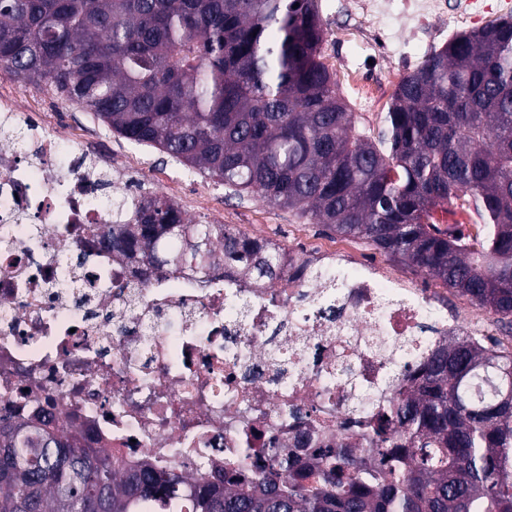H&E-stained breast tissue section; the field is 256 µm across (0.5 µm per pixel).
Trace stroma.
Returning <instances> with one entry per match:
<instances>
[{
  "label": "stroma",
  "instance_id": "1",
  "mask_svg": "<svg viewBox=\"0 0 512 512\" xmlns=\"http://www.w3.org/2000/svg\"><path fill=\"white\" fill-rule=\"evenodd\" d=\"M487 12L479 17L458 23L452 15L431 17L406 28L398 15H390L383 27H376L368 18L354 13L352 0H318L319 11L328 29L323 52L331 59L338 93L349 104L357 120L369 135H377L382 127L384 105L391 98L401 78L416 70L433 50L441 48L452 33L485 26L503 17L512 16V0H483ZM356 77L365 86L379 89L383 94L381 108L368 111L355 101L347 87L349 77ZM25 99L33 111L44 113L55 121L77 118L86 126L99 131V143L109 156L119 157L129 175L141 180L145 188L167 194L169 184L182 170L181 164L151 147L136 146L104 128L92 113L80 106L62 100L52 83L33 86L17 80L8 71L0 70V91ZM199 182L213 199L212 209L196 210L191 214L194 223L206 224L213 209H223L224 221L237 230L255 237L267 238L284 249L310 250L335 241L336 235L325 225L312 224L298 218L293 211L272 206L254 197L244 198L230 194L228 189L207 175H199ZM351 260L372 263L402 280L428 288L438 287V280L414 271L403 263L390 260L365 240L349 243Z\"/></svg>",
  "mask_w": 512,
  "mask_h": 512
}]
</instances>
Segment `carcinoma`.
<instances>
[{
    "label": "carcinoma",
    "instance_id": "1",
    "mask_svg": "<svg viewBox=\"0 0 512 512\" xmlns=\"http://www.w3.org/2000/svg\"><path fill=\"white\" fill-rule=\"evenodd\" d=\"M317 0H0V68L57 93L135 145L241 196L281 205L441 280L512 338V19L457 34L404 76L378 137L323 62ZM452 200L464 235L430 221ZM112 253L204 272L217 252L256 281L281 249L227 224H190L167 198L116 196ZM496 380L475 399L469 383ZM512 351L450 336L420 381L367 428L370 462L340 448L272 450L256 481L124 471L78 432L0 417V512H512Z\"/></svg>",
    "mask_w": 512,
    "mask_h": 512
}]
</instances>
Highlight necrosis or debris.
Instances as JSON below:
<instances>
[{"instance_id":"obj_1","label":"necrosis or debris","mask_w":512,"mask_h":512,"mask_svg":"<svg viewBox=\"0 0 512 512\" xmlns=\"http://www.w3.org/2000/svg\"><path fill=\"white\" fill-rule=\"evenodd\" d=\"M412 26L441 0H357ZM96 142L0 97V416L43 412L122 467L141 460L197 477L236 475L270 443L302 463L364 424L413 382L428 351L474 334L419 288L342 255L289 256L288 279L256 288L215 267L143 272L90 235L107 224ZM280 358H272L271 347ZM307 447H296L302 437Z\"/></svg>"}]
</instances>
